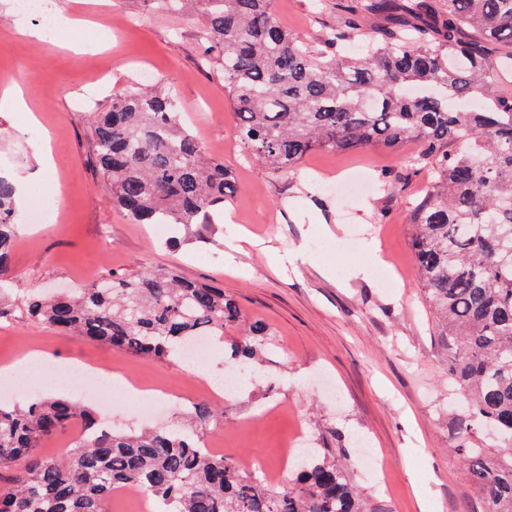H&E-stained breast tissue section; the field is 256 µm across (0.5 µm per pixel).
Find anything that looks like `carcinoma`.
<instances>
[{
	"instance_id": "cac0c4a2",
	"label": "carcinoma",
	"mask_w": 512,
	"mask_h": 512,
	"mask_svg": "<svg viewBox=\"0 0 512 512\" xmlns=\"http://www.w3.org/2000/svg\"><path fill=\"white\" fill-rule=\"evenodd\" d=\"M154 2L199 4L204 56L224 75L236 136L270 172L293 171L316 149L415 146L406 166L431 178L409 213L416 277L451 346L448 379L470 399L458 453L484 512H512V96L498 93L490 64L492 48L512 45V0H346L316 47L280 25L272 0ZM375 17L386 24L367 28ZM465 27L473 38L462 37ZM355 40L361 51L345 53ZM178 111L162 86L136 84L95 115V165L136 224H210L236 196L231 171L206 156ZM15 194L0 176V282L17 239ZM22 312L157 360L217 338L238 372H257L274 336L224 289L169 268L32 295ZM223 415L198 401L186 424L137 433L104 427L65 398L0 399V512H107L112 492L129 488L168 512H373L332 448L307 449L286 489L204 450L200 433ZM75 423L67 459L35 452ZM477 427L498 445L473 447Z\"/></svg>"
}]
</instances>
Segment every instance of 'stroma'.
<instances>
[{
  "label": "stroma",
  "mask_w": 512,
  "mask_h": 512,
  "mask_svg": "<svg viewBox=\"0 0 512 512\" xmlns=\"http://www.w3.org/2000/svg\"><path fill=\"white\" fill-rule=\"evenodd\" d=\"M311 4L272 0L281 24L313 43L336 12ZM54 8L92 25L32 49L22 32L38 20L13 19L12 0H0V79L26 92L38 118L31 124L24 113L0 110V175L18 187L19 215L6 299L14 311L0 318V358L42 352L103 374L112 387L91 404L124 428L148 424L124 397V381L143 384L171 403L158 425L178 423L181 410L206 398V379L223 376V344L214 343L201 378L186 364L54 331L19 311L34 293L173 267L223 288L248 319L276 334L261 379L220 400L227 413L205 430L204 445L221 442L228 453L270 465L281 462L286 437L305 444L332 430L337 454L375 512H483L456 447L467 405L448 384L449 348L414 275L409 208L423 196L427 172L401 170L388 152L317 150L298 171L270 173L243 157L224 78L202 61L197 18L156 9L151 0H54ZM146 76L164 83L186 128L240 185L225 216L193 225V240L174 247L168 233L134 223L116 206L93 163L95 113ZM47 133L52 174L38 164ZM396 171L397 195L343 193L359 174L373 181ZM53 179L56 194L46 190ZM35 200L55 210V223L28 222ZM244 231L260 246L232 251ZM363 440L385 469L386 491L359 461Z\"/></svg>",
  "instance_id": "1"
}]
</instances>
